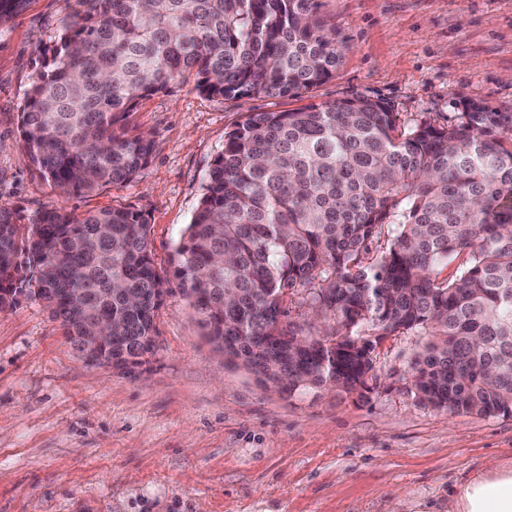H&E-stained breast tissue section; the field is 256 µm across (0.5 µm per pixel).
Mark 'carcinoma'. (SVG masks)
I'll list each match as a JSON object with an SVG mask.
<instances>
[{"label":"carcinoma","instance_id":"1","mask_svg":"<svg viewBox=\"0 0 512 512\" xmlns=\"http://www.w3.org/2000/svg\"><path fill=\"white\" fill-rule=\"evenodd\" d=\"M75 2L19 115L59 198L145 169L153 141L124 121L146 96L192 78L211 98L296 97L342 58L319 0ZM176 255L169 277L137 210L47 205L22 229L1 206L0 311L41 301L85 363L104 365L153 351L173 278L217 350L290 394L363 397L376 346L414 333L417 401L512 416L511 112L472 101L446 127L402 128L365 97L249 112L225 133ZM460 255L461 274L438 279ZM293 294L327 328L289 321ZM90 319L115 338L87 349Z\"/></svg>","mask_w":512,"mask_h":512}]
</instances>
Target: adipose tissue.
<instances>
[{"label": "adipose tissue", "mask_w": 512, "mask_h": 512, "mask_svg": "<svg viewBox=\"0 0 512 512\" xmlns=\"http://www.w3.org/2000/svg\"><path fill=\"white\" fill-rule=\"evenodd\" d=\"M455 512H512V468L489 461L486 470L461 484Z\"/></svg>", "instance_id": "adipose-tissue-1"}]
</instances>
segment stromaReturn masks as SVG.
<instances>
[{
    "label": "stroma",
    "instance_id": "obj_1",
    "mask_svg": "<svg viewBox=\"0 0 512 512\" xmlns=\"http://www.w3.org/2000/svg\"><path fill=\"white\" fill-rule=\"evenodd\" d=\"M74 0H25L0 24V204L29 220L143 211L165 268L224 134L249 112L365 97L399 125H447L468 100L512 112V0H322L345 45L302 98L217 100L193 81L141 99L126 121L154 142L133 181L58 200L21 144L18 117L42 51ZM156 348L129 372L90 366L37 300L0 312V512H451L488 459L512 466V417L451 414L409 393L413 335L373 352L361 398L293 393L227 362L177 282Z\"/></svg>",
    "mask_w": 512,
    "mask_h": 512
}]
</instances>
